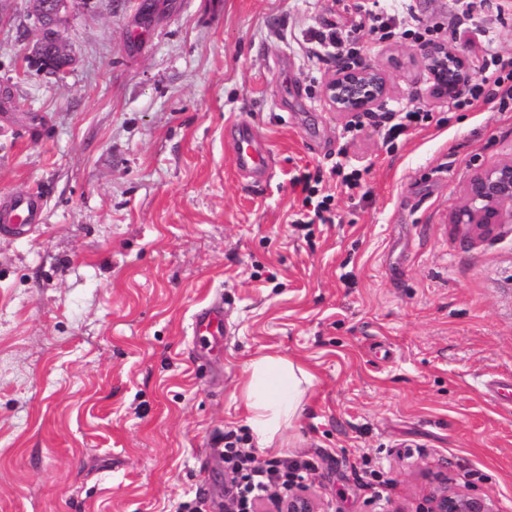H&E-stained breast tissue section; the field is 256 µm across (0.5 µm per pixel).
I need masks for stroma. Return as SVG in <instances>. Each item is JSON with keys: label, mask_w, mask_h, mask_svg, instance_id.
Instances as JSON below:
<instances>
[{"label": "stroma", "mask_w": 512, "mask_h": 512, "mask_svg": "<svg viewBox=\"0 0 512 512\" xmlns=\"http://www.w3.org/2000/svg\"><path fill=\"white\" fill-rule=\"evenodd\" d=\"M370 0H77L75 64L26 59L25 0L0 28V200L36 193V232L0 238V512H226L224 436L249 433L244 366L279 354L315 377L257 462L308 460L321 512H417L429 475L512 512V224L450 215L478 170L512 158V107L429 93L431 39L490 76L512 57V0H402L392 34ZM387 78V107L429 123L384 142L323 96L336 51ZM268 150L237 168L232 126ZM357 170L360 184L347 188ZM316 180L315 194L293 184ZM329 197L325 222L304 223ZM224 298L223 338L193 332Z\"/></svg>", "instance_id": "obj_1"}]
</instances>
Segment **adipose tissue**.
<instances>
[{
    "mask_svg": "<svg viewBox=\"0 0 512 512\" xmlns=\"http://www.w3.org/2000/svg\"><path fill=\"white\" fill-rule=\"evenodd\" d=\"M312 381L306 369L281 355L264 354L248 362L241 402L257 445L271 447L292 426Z\"/></svg>",
    "mask_w": 512,
    "mask_h": 512,
    "instance_id": "obj_1",
    "label": "adipose tissue"
}]
</instances>
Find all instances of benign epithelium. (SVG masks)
Wrapping results in <instances>:
<instances>
[{
	"label": "benign epithelium",
	"instance_id": "obj_1",
	"mask_svg": "<svg viewBox=\"0 0 512 512\" xmlns=\"http://www.w3.org/2000/svg\"><path fill=\"white\" fill-rule=\"evenodd\" d=\"M28 17L35 21V42L30 59L45 75L58 77L73 65L64 22L75 0H26ZM431 78V97L450 101L474 77L473 63L440 43L422 48ZM389 94L384 74L372 63L341 62L324 86V98L336 112H372ZM454 224L484 231L493 224H512V158L473 174L466 183L460 205L451 216ZM437 486L419 512H496L493 500L448 487V477L436 476ZM277 512H319V505L300 486L280 497Z\"/></svg>",
	"mask_w": 512,
	"mask_h": 512
}]
</instances>
